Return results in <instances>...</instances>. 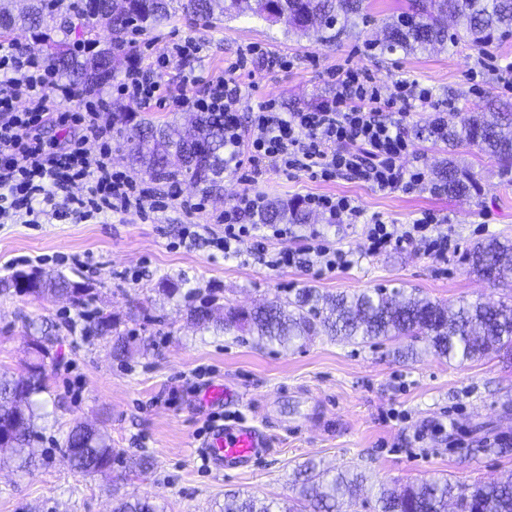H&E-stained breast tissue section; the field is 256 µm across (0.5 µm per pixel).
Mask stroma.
<instances>
[{"instance_id":"1","label":"stroma","mask_w":512,"mask_h":512,"mask_svg":"<svg viewBox=\"0 0 512 512\" xmlns=\"http://www.w3.org/2000/svg\"><path fill=\"white\" fill-rule=\"evenodd\" d=\"M392 5L393 0H375L371 18L334 45L291 33L281 22L246 16L213 25L178 17L139 35L136 46L147 65L155 60L153 45L175 36L194 38L204 50L186 66L208 80L223 77L238 50L249 46L283 56L285 67L237 72L239 82L250 87L251 108L268 100L285 112L313 107L328 91L329 72L346 63L370 69L387 93L401 79L432 88L452 111L476 108L490 96L512 103L498 71L512 62V35L480 49L461 44L383 54L368 41ZM432 118L430 111L419 112L413 131V150L430 176L448 157L444 144L427 137ZM457 158L473 174L479 193L451 198L427 187L380 192L349 176L322 181L274 169L247 187L268 203L346 195L364 218L379 215L399 226L423 211L440 214L460 247L444 264L421 251L367 255L361 226L336 224L315 212L309 223L291 225L287 237L270 239L269 251L301 247L314 232L352 252L348 268L325 274L312 267L274 269L248 239L234 256L213 255L204 237L223 227L211 224L210 217L232 206L245 188L229 170L220 189L208 195L183 183L184 197L206 201L205 211L192 216L172 204L146 218L115 214L82 223H0V278L41 270L84 283L93 296L88 309L114 317L121 330L150 346L147 354L117 360L104 341L87 335L88 309L65 300L0 294V372L21 373L30 361L26 323L54 326L58 336V358L46 364L49 391L38 398L39 446L48 461L23 473L15 471L11 458L0 460V512H111L116 487L153 497L166 512H214L228 490L261 499L288 496L294 470L309 460L324 468L357 465L370 476L371 492L381 484L434 476L472 484L511 472L512 358L450 363L427 353L419 340V356L412 361L394 355L391 341L357 346L322 335L285 352L248 334L217 335L186 321L190 303L213 298L249 307L302 288L326 295L414 291L448 303L502 299L505 289L468 273L463 253L491 238L512 242V171L473 147L460 148ZM169 281L178 284L179 294H163ZM214 385L231 389V397L205 401L204 391ZM213 412L264 429L268 452L238 470L202 465L206 437L200 429ZM79 421L107 431L120 451L122 460L111 476L83 475L64 460L63 440ZM434 421L447 423V435L416 440ZM489 440L507 443L508 453H481ZM143 456L151 458V468L127 469V461Z\"/></svg>"}]
</instances>
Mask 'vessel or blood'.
<instances>
[{"instance_id": "obj_1", "label": "vessel or blood", "mask_w": 512, "mask_h": 512, "mask_svg": "<svg viewBox=\"0 0 512 512\" xmlns=\"http://www.w3.org/2000/svg\"><path fill=\"white\" fill-rule=\"evenodd\" d=\"M268 445V437L259 428L237 421L213 432L203 451L221 470L242 465Z\"/></svg>"}]
</instances>
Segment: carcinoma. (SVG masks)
Masks as SVG:
<instances>
[{
	"mask_svg": "<svg viewBox=\"0 0 512 512\" xmlns=\"http://www.w3.org/2000/svg\"><path fill=\"white\" fill-rule=\"evenodd\" d=\"M11 0H0V33L16 30L40 31L66 15L77 22L85 38L100 43L97 31L110 34L109 48L89 55L67 44L47 48L46 61L52 71L74 84L103 89L113 73L131 61L124 49L134 37L155 30L176 17L218 23L225 19L253 16L272 23L288 16V27L305 34L316 27L323 39H336L356 24L370 18V0H120L122 9H112L108 0H27V10L14 15ZM512 33V0H397L384 23L383 38L372 46L393 53L401 50L445 48L461 42L480 48L496 34ZM484 109L497 114L489 121L484 113L459 110L448 118V128L433 134L453 153L460 146H473L502 168L512 167V108L490 98ZM194 132L184 137L176 129L142 118L127 141L131 165L158 182L187 178L203 186L204 192L219 187L224 178V124L203 112L195 113ZM437 181L448 196L478 190L469 170L448 159L437 173ZM306 213L297 206L268 204L256 214L258 224H304ZM468 270L493 287L512 288V243L491 239L469 249L464 257ZM39 279L29 295L36 298L74 294L73 305H89L90 292H76V282L59 273L35 271ZM187 321L202 331L241 332L276 345L295 349L309 336L323 333L332 340L370 343L424 337L431 353L450 362L498 357L512 351V297L495 304L461 300L458 304L434 301L410 294L395 301L381 289L372 292L328 296L315 288H303L294 298L279 296L252 308L222 306L210 300L186 308ZM92 331L111 342L112 356L124 359L130 353L131 337L117 332L109 315L95 318ZM37 346L35 358L19 375L0 372V424L16 421L12 442L16 468L26 471L43 460L35 448L38 416L33 398L47 392L41 372L40 354L53 355L55 336L49 329L29 332ZM71 466L88 475L109 476L119 453L100 429L79 422L64 440ZM367 476L351 468L331 473L308 461L300 465L291 485L292 496L284 502L258 501L239 491L224 493L219 512H343L358 499ZM371 512H512V472L500 479L473 484H453L446 479L426 480L402 487L380 488L371 502ZM112 512H164L149 497L115 498Z\"/></svg>",
	"mask_w": 512,
	"mask_h": 512,
	"instance_id": "cac0c4a2",
	"label": "carcinoma"
}]
</instances>
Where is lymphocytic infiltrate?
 Masks as SVG:
<instances>
[{
  "instance_id": "f902f5d3",
  "label": "lymphocytic infiltrate",
  "mask_w": 512,
  "mask_h": 512,
  "mask_svg": "<svg viewBox=\"0 0 512 512\" xmlns=\"http://www.w3.org/2000/svg\"><path fill=\"white\" fill-rule=\"evenodd\" d=\"M201 50L191 38L165 43L154 65L126 69L114 95L144 106L157 102L161 96L157 71L171 66L179 69L188 87L172 98L175 109L223 115L225 169L299 170L325 181L350 175L384 192L411 191L425 183L424 170L411 163L413 114L428 108L434 113L435 128L448 122L447 111L429 89L399 81L386 97L369 70L340 68L330 91L310 109L284 112L268 101L247 113L243 105L249 91L236 79V71L258 58L273 69L282 66L281 57L256 47L240 51L231 75L205 83L203 93L197 94L191 87L199 78L183 65ZM52 125L65 129V136L46 139L44 130ZM112 129L106 100L58 79L35 53L0 42V220L36 224L48 216L80 222L110 213L143 216L159 211L167 200L180 201L189 214L202 210V203L182 199L178 184H170L162 193L113 166ZM305 205L341 224L362 223L369 254L420 249L434 261L448 259L450 239L434 213H422L400 229L378 218L362 221L359 206L346 196L311 195ZM262 206V198L243 190L232 207L215 216L224 232L209 237V246L230 255L250 238L262 253L268 237L287 236V225L267 229L250 223V216ZM268 264L333 270L347 267L349 261L347 252L313 234L301 249L274 253Z\"/></svg>"
}]
</instances>
